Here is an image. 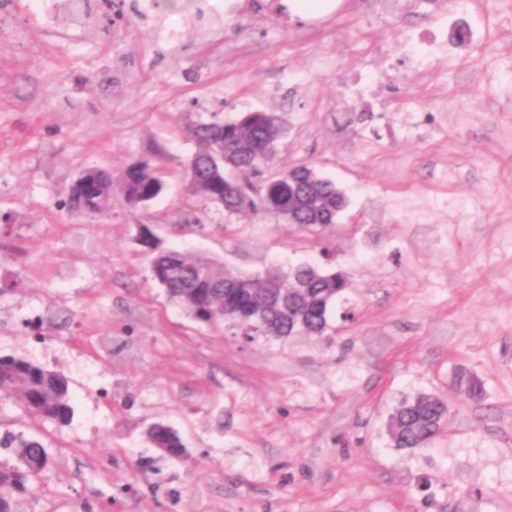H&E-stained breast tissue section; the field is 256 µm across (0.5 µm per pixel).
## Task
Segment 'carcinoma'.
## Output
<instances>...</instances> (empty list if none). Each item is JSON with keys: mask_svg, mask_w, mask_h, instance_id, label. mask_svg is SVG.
<instances>
[{"mask_svg": "<svg viewBox=\"0 0 512 512\" xmlns=\"http://www.w3.org/2000/svg\"><path fill=\"white\" fill-rule=\"evenodd\" d=\"M185 131L195 144L186 169L189 196L218 206L229 216L267 212L312 234L336 223V215L347 207L344 191L308 163L263 176L262 167L273 159L282 134L273 112H247L235 120L213 112L190 122ZM159 155L156 149L119 171L90 166L82 174L101 192L118 183L125 204L138 208L165 189L164 172L156 164ZM94 200V195L70 184L67 206L72 212L91 214ZM137 244L152 255L151 279L169 301L198 322H222L234 335L252 341L329 338L330 311L351 288L345 274L307 264L276 275H252L209 257L164 248L148 224L139 225ZM0 397L14 400L34 420L67 425L73 417L68 377L26 355H0ZM451 416L448 402L438 395L407 397L388 418L391 446L425 448ZM145 436L164 456L185 455L179 434L166 424H151ZM4 444L13 446L16 463L0 461V512H24V496L40 486L52 457L47 445L21 432L9 434Z\"/></svg>", "mask_w": 512, "mask_h": 512, "instance_id": "1", "label": "carcinoma"}]
</instances>
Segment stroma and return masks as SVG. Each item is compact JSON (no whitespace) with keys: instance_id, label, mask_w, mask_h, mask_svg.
<instances>
[{"instance_id":"obj_1","label":"stroma","mask_w":512,"mask_h":512,"mask_svg":"<svg viewBox=\"0 0 512 512\" xmlns=\"http://www.w3.org/2000/svg\"><path fill=\"white\" fill-rule=\"evenodd\" d=\"M62 0L0 7V352L70 378L73 420L32 423L0 402V432L53 455L25 512H79L118 485L114 512H512V0H422L376 18V0L327 14L289 0H163L109 26L102 0L57 21ZM442 27L453 69L426 83L395 46ZM376 69L357 100L343 80ZM437 111L402 129L391 101ZM263 110L285 131L274 168L303 161L348 206L321 238L259 213L199 205L187 220L191 114ZM161 149L168 183L150 206L120 193L99 220L69 214L83 169H121ZM138 224L164 247L242 271L300 264L349 275L331 343L248 342L195 322L150 279ZM64 308L34 342L29 307ZM110 399L97 396L100 386ZM444 396L456 417L427 448H392L406 396ZM172 426L163 456L144 431ZM147 441L157 448L162 455L180 458L185 455V445L179 434L170 426L163 423H152L145 431Z\"/></svg>"}]
</instances>
